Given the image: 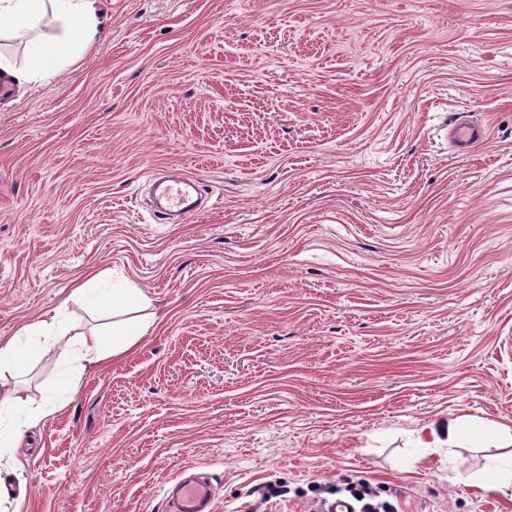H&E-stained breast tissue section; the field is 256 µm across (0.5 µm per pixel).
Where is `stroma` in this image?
I'll use <instances>...</instances> for the list:
<instances>
[{
  "label": "stroma",
  "mask_w": 512,
  "mask_h": 512,
  "mask_svg": "<svg viewBox=\"0 0 512 512\" xmlns=\"http://www.w3.org/2000/svg\"><path fill=\"white\" fill-rule=\"evenodd\" d=\"M102 9L82 61L0 97V337L111 339L132 287L158 322L78 377L65 337L23 339L0 512H163L188 470L215 512H322L359 483L398 512H512L490 466L512 446L431 436L512 429V0ZM455 113L487 130L464 156ZM164 170L205 199L184 223L150 202Z\"/></svg>",
  "instance_id": "stroma-1"
}]
</instances>
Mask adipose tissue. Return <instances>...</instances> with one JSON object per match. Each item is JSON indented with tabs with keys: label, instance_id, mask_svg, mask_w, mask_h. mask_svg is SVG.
Returning a JSON list of instances; mask_svg holds the SVG:
<instances>
[{
	"label": "adipose tissue",
	"instance_id": "ef3b65f1",
	"mask_svg": "<svg viewBox=\"0 0 512 512\" xmlns=\"http://www.w3.org/2000/svg\"><path fill=\"white\" fill-rule=\"evenodd\" d=\"M98 0H0V39L23 38L37 29L45 16H52L55 31L34 44V59L24 71L0 57V75L29 84L75 63L99 35ZM147 324L130 329L118 342L82 346L80 369L91 372L108 360L130 351L147 331Z\"/></svg>",
	"mask_w": 512,
	"mask_h": 512
}]
</instances>
